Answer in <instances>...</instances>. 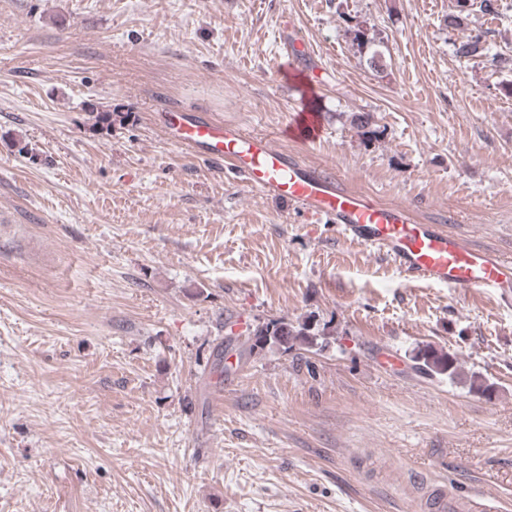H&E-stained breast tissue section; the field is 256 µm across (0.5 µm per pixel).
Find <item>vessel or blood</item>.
Instances as JSON below:
<instances>
[{"mask_svg": "<svg viewBox=\"0 0 512 512\" xmlns=\"http://www.w3.org/2000/svg\"><path fill=\"white\" fill-rule=\"evenodd\" d=\"M174 141L224 162L261 193L298 207L309 218L333 222L348 242L385 252L409 280L512 296V262L448 233L419 224L407 207L387 205L349 189L336 174L305 164L266 137L205 116L172 111ZM284 134L294 140L320 137V115L294 114Z\"/></svg>", "mask_w": 512, "mask_h": 512, "instance_id": "1", "label": "vessel or blood"}]
</instances>
